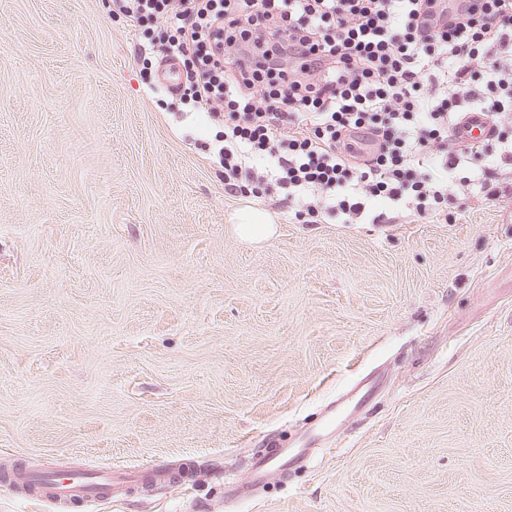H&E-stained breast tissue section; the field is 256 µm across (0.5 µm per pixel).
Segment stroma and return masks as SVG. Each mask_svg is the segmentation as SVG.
<instances>
[{
    "instance_id": "obj_1",
    "label": "stroma",
    "mask_w": 512,
    "mask_h": 512,
    "mask_svg": "<svg viewBox=\"0 0 512 512\" xmlns=\"http://www.w3.org/2000/svg\"><path fill=\"white\" fill-rule=\"evenodd\" d=\"M108 0H0V512L28 465L195 466L88 512H512V183L452 220L299 223L227 192L216 126L163 108ZM244 207L276 234L232 230ZM306 468L254 452L361 377Z\"/></svg>"
}]
</instances>
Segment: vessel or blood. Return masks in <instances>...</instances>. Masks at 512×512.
<instances>
[{"instance_id": "obj_1", "label": "vessel or blood", "mask_w": 512, "mask_h": 512, "mask_svg": "<svg viewBox=\"0 0 512 512\" xmlns=\"http://www.w3.org/2000/svg\"><path fill=\"white\" fill-rule=\"evenodd\" d=\"M490 130L491 125L486 116L479 112H469L457 126L455 138L459 144L470 145L489 136ZM360 407V402L352 398L332 405L322 414L315 428L305 430L290 443L276 444L274 450L254 456L245 482L228 481L227 496H241L247 490L267 484L273 473L284 474L292 467L309 462L318 446L333 432L337 421L357 413ZM169 475V470L164 468L145 472L126 466L118 473L110 467L97 470L58 469L41 474L39 480L44 486L45 501H74L80 506L87 507L112 498L113 494L119 493L129 484L147 478L158 483L165 481Z\"/></svg>"}]
</instances>
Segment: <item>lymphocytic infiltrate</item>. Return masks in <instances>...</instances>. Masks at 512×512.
<instances>
[{"label": "lymphocytic infiltrate", "mask_w": 512, "mask_h": 512, "mask_svg": "<svg viewBox=\"0 0 512 512\" xmlns=\"http://www.w3.org/2000/svg\"><path fill=\"white\" fill-rule=\"evenodd\" d=\"M109 2L143 30L165 25L137 58L177 60L175 96L221 126L212 160L242 196L279 190L295 217L347 224L385 223L395 203L427 219L476 189L498 199L499 163L512 161V0ZM467 105L493 131L463 147ZM436 164L447 180L431 178Z\"/></svg>", "instance_id": "lymphocytic-infiltrate-1"}]
</instances>
